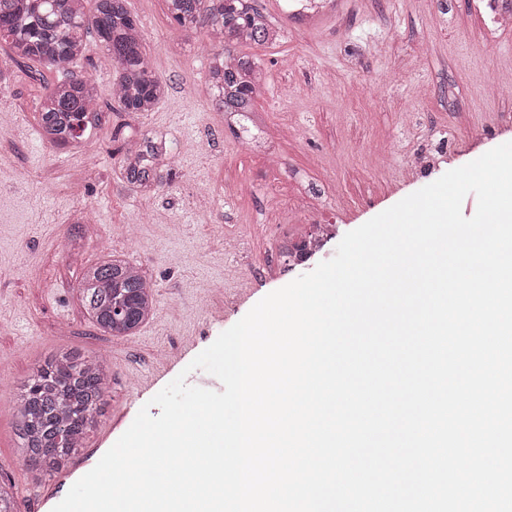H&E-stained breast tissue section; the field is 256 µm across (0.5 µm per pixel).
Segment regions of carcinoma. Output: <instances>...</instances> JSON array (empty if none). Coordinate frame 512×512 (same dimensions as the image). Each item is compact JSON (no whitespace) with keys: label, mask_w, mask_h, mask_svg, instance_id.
Wrapping results in <instances>:
<instances>
[{"label":"carcinoma","mask_w":512,"mask_h":512,"mask_svg":"<svg viewBox=\"0 0 512 512\" xmlns=\"http://www.w3.org/2000/svg\"><path fill=\"white\" fill-rule=\"evenodd\" d=\"M0 0V39L18 58L33 62L56 80L41 97L40 127L54 147L85 150L98 125L96 80L73 70L87 39L96 35L111 72L112 99L124 112H152L165 95L143 45L142 26L126 0ZM172 20L182 29H204L218 42L209 58L205 85L220 112L247 118L263 88L262 69L232 47L267 44L271 24L257 0H165ZM124 179L143 195L157 193L172 176L171 147L155 136L127 137L116 150ZM87 317L113 337L132 335L149 320L155 292L132 263L112 257L88 267L79 284ZM109 365L77 348H58L32 371L17 395L14 410L18 452L33 479L65 467L81 452L108 406Z\"/></svg>","instance_id":"carcinoma-1"}]
</instances>
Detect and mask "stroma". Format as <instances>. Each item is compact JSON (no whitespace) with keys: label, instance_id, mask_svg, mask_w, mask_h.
I'll list each match as a JSON object with an SVG mask.
<instances>
[{"label":"stroma","instance_id":"obj_1","mask_svg":"<svg viewBox=\"0 0 512 512\" xmlns=\"http://www.w3.org/2000/svg\"><path fill=\"white\" fill-rule=\"evenodd\" d=\"M258 5L283 36L239 52L266 76L255 109L278 150L276 170L205 97L212 46L203 31L172 22L165 0H126L167 87L155 111L119 110L104 49L88 39L76 68L97 81L100 120L84 155L43 140L37 107L45 82L0 50V70L12 74L0 84V482L13 488L21 512H52L142 407L159 415L150 401L178 375L222 391L191 361L263 297L331 259L346 233L512 142V89L495 82L512 63V30L482 42L468 0H345L341 13L307 26L288 21L283 0ZM116 132L165 134L179 156L170 184L143 197L123 181ZM91 155L93 180L85 177ZM19 168L27 182L14 183ZM291 205L299 209L293 221ZM79 208L88 222L70 223ZM155 211L166 223H151ZM215 219L221 230H213ZM289 223L299 236L330 227L298 264L279 247ZM228 237L237 250H225ZM112 255L155 284L153 317L124 338L95 326L78 292L85 269ZM60 346L109 358L111 399L80 454L37 482L16 451L14 398Z\"/></svg>","mask_w":512,"mask_h":512}]
</instances>
